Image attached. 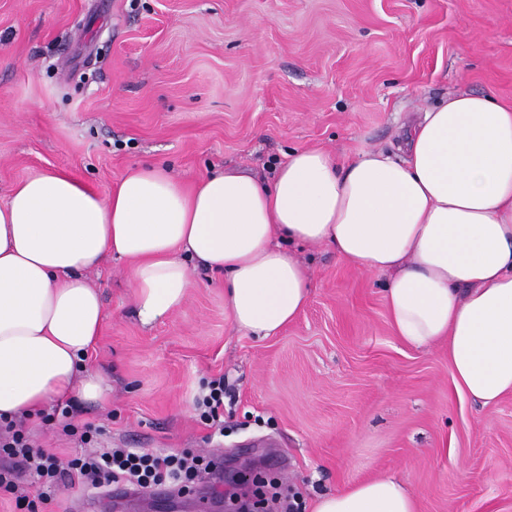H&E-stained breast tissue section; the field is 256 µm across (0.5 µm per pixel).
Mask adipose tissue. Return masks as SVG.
<instances>
[{"label":"adipose tissue","instance_id":"adipose-tissue-1","mask_svg":"<svg viewBox=\"0 0 512 512\" xmlns=\"http://www.w3.org/2000/svg\"><path fill=\"white\" fill-rule=\"evenodd\" d=\"M396 159L367 149L342 164L289 153L271 182L218 171L185 188L155 166L107 195L63 171L15 185L0 204V418L30 419L53 397L105 399L86 356L104 323L87 272L127 259L133 312L178 310L190 260L224 277L233 325L276 335L308 302L294 246H327L386 273L390 324L416 348L448 345L457 391L481 405L512 394V104L449 94L405 132ZM314 512H418L396 478L318 498Z\"/></svg>","mask_w":512,"mask_h":512}]
</instances>
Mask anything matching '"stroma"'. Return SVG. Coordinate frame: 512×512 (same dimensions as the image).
<instances>
[{"instance_id": "1", "label": "stroma", "mask_w": 512, "mask_h": 512, "mask_svg": "<svg viewBox=\"0 0 512 512\" xmlns=\"http://www.w3.org/2000/svg\"><path fill=\"white\" fill-rule=\"evenodd\" d=\"M457 91L512 102V0H0V204L46 171L104 194L142 164L190 186L224 168L271 179L296 149L391 150L406 113ZM298 255L310 302L266 339L235 329L223 276L198 265L150 326L128 262L89 273L105 320L87 362L110 392L73 400L72 424L231 460L202 493L166 488L160 512H213L246 465L309 508L391 476L419 512H512V394L481 406L457 393L447 347L400 342L385 275L325 246ZM218 376L220 437L195 405ZM27 435L63 462L82 450L58 425Z\"/></svg>"}]
</instances>
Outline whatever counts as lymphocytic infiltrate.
I'll list each match as a JSON object with an SVG mask.
<instances>
[{"mask_svg": "<svg viewBox=\"0 0 512 512\" xmlns=\"http://www.w3.org/2000/svg\"><path fill=\"white\" fill-rule=\"evenodd\" d=\"M213 459L186 448L165 453L145 448H97L68 462L34 446L23 429L0 426V488L11 491L17 512H42L58 491L75 486L97 490L111 483L148 489L172 484L186 489L203 480ZM37 477L41 485L29 493L19 474Z\"/></svg>", "mask_w": 512, "mask_h": 512, "instance_id": "obj_1", "label": "lymphocytic infiltrate"}]
</instances>
